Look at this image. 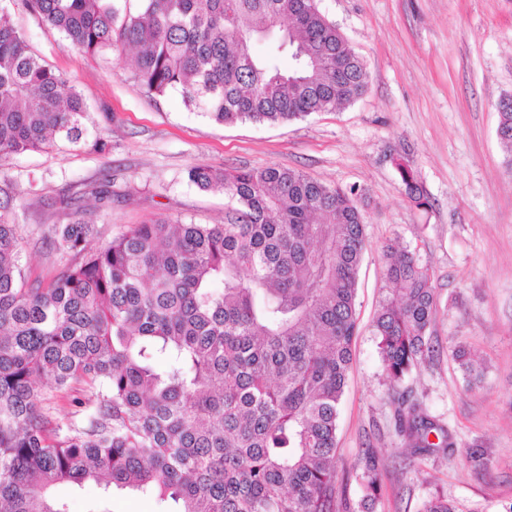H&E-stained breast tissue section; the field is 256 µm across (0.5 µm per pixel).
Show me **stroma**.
Here are the masks:
<instances>
[{
    "instance_id": "1",
    "label": "stroma",
    "mask_w": 512,
    "mask_h": 512,
    "mask_svg": "<svg viewBox=\"0 0 512 512\" xmlns=\"http://www.w3.org/2000/svg\"><path fill=\"white\" fill-rule=\"evenodd\" d=\"M368 72L353 104L282 125H219L180 94L152 99L134 78L133 53L89 54L19 4L13 22L30 48L81 94L88 134L43 152L0 160L5 220L23 238L28 279L49 280L59 258L50 224H95L88 249L136 224H221L223 193L187 173L276 164L330 186L356 187L366 231L359 271V330L338 419L337 512H357L361 468H383L375 512H420L442 491L457 512L512 506V170L497 135L499 99L512 95V0H316ZM102 139L105 151L94 147ZM412 167L428 200L416 207L396 166ZM110 179L101 201L90 190ZM415 251L439 295L435 353L401 389L448 432L441 453H413L398 431L373 318L388 288V244ZM466 346L483 378L468 385L454 360ZM70 512H174L173 501L88 481L61 486Z\"/></svg>"
}]
</instances>
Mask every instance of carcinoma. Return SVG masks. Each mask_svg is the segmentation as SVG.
Returning <instances> with one entry per match:
<instances>
[{"mask_svg":"<svg viewBox=\"0 0 512 512\" xmlns=\"http://www.w3.org/2000/svg\"><path fill=\"white\" fill-rule=\"evenodd\" d=\"M22 0L87 53L134 49L150 95L177 92L214 122L280 124L362 96L363 62L315 0ZM269 42L290 53L255 51ZM512 153V107L498 108ZM81 95L31 52L0 5V159L77 141ZM407 195L429 205L408 165ZM188 180L234 202L225 224H136L98 250L95 226L53 224L65 259L28 281L18 225L0 221V512H69L58 486L151 492L178 512H336V429L352 344L365 225L354 187L276 165L195 167ZM390 285L373 323L392 391L433 355V273L387 247ZM81 383L58 416L44 392ZM420 454L448 435L399 403ZM435 435L438 442L429 440ZM361 507L382 473L367 457ZM421 512H456L442 493Z\"/></svg>","mask_w":512,"mask_h":512,"instance_id":"1","label":"carcinoma"}]
</instances>
